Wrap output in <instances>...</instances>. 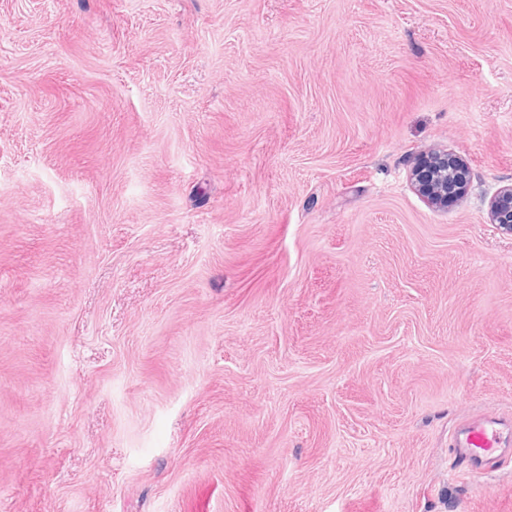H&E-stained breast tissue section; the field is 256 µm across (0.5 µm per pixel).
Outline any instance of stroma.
Returning <instances> with one entry per match:
<instances>
[{
    "label": "stroma",
    "mask_w": 512,
    "mask_h": 512,
    "mask_svg": "<svg viewBox=\"0 0 512 512\" xmlns=\"http://www.w3.org/2000/svg\"><path fill=\"white\" fill-rule=\"evenodd\" d=\"M508 185L512 0H0V512H512ZM423 172L416 174L417 190L436 207L448 205V184L458 185L462 189L469 180V171L459 164L448 167V154H434ZM491 219L508 231H512V185L500 190L490 207ZM448 448L470 475L481 476L512 452V422L495 415L478 416L459 428Z\"/></svg>",
    "instance_id": "1"
}]
</instances>
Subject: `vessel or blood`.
Wrapping results in <instances>:
<instances>
[{"label":"vessel or blood","mask_w":512,"mask_h":512,"mask_svg":"<svg viewBox=\"0 0 512 512\" xmlns=\"http://www.w3.org/2000/svg\"><path fill=\"white\" fill-rule=\"evenodd\" d=\"M449 448L470 475L481 476L512 452V420L482 415L466 421L452 436Z\"/></svg>","instance_id":"obj_1"}]
</instances>
